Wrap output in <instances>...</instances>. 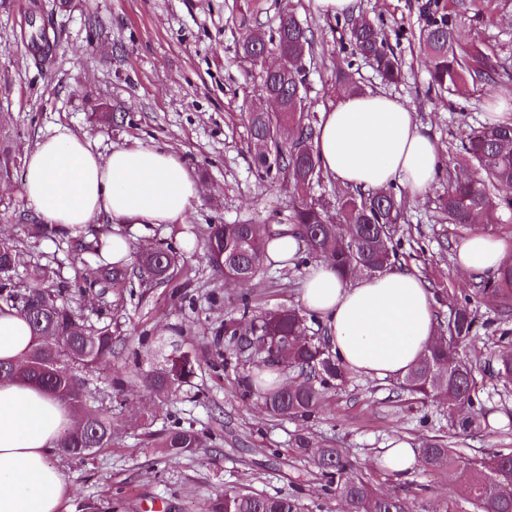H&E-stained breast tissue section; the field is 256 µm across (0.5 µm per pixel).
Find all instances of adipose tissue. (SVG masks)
Returning <instances> with one entry per match:
<instances>
[{
	"mask_svg": "<svg viewBox=\"0 0 512 512\" xmlns=\"http://www.w3.org/2000/svg\"><path fill=\"white\" fill-rule=\"evenodd\" d=\"M314 144L323 170L351 189L400 183L409 197L425 192L441 156L408 108L386 94H346L325 112ZM22 193L43 223L64 229L106 218L115 224H180L199 186L172 151L118 147L101 156L66 127L28 153ZM458 268L512 278V242L476 232L455 246ZM302 299L328 331L332 352L353 373L404 375L435 334L432 294L408 271L342 278L334 266H307ZM32 343L22 315L0 310V359L21 362ZM74 415L40 386L0 380V512H63L70 488L49 461Z\"/></svg>",
	"mask_w": 512,
	"mask_h": 512,
	"instance_id": "1",
	"label": "adipose tissue"
}]
</instances>
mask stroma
Segmentation results:
<instances>
[{"instance_id": "obj_1", "label": "stroma", "mask_w": 512, "mask_h": 512, "mask_svg": "<svg viewBox=\"0 0 512 512\" xmlns=\"http://www.w3.org/2000/svg\"><path fill=\"white\" fill-rule=\"evenodd\" d=\"M288 6L314 34L306 103L318 122L336 101L348 21L323 15L315 0H0V145L12 159L9 174L0 177V237L19 246L21 285H28L31 270L48 269L44 287L60 289L88 323L111 325L114 341L111 359L83 377L88 409L110 399L111 446L83 461L57 453L50 458L72 490L69 512H148L156 502L163 512H208L212 498L227 489L293 494L301 512H346L341 498L322 492L316 469L289 448L288 435L299 428L346 449L355 476L377 492L407 498L413 512H478L465 483L448 474L420 465L395 480L378 464L384 449L396 439L416 448L442 436L460 468L512 452V381L496 371L499 303L473 296V278L456 265L459 237L437 207L448 185L444 171L419 197L396 192L404 213L398 267L422 277L442 317L470 298L478 330L460 354L474 369L480 430L460 433L438 400H402L391 379L357 374L329 393L305 423L277 420L242 402L243 369L224 344V321L236 315L240 290L209 262L203 232L211 224L288 221L293 190L276 170L257 167L258 148L244 118L260 101L263 66L240 49L249 30L273 35ZM357 6L358 20L382 28L403 78L383 82L371 61L357 57L352 81L402 101L443 160L454 158L467 131L488 123L490 98L512 99V72L465 97L429 88L419 35L432 13L452 9V0H357ZM482 8L479 19L460 13L457 30L512 68V0H484ZM31 11L54 42L50 63L29 47L25 17ZM103 112L114 114L112 124L99 121ZM60 125L104 156L141 143L168 148L196 179L201 191L185 225L134 227L101 218L84 233L88 241L125 236L134 251L175 247L182 260L169 282L134 276L121 288L92 287L99 266L93 255L68 240L36 236L22 223L32 212L21 192L25 156ZM303 276L300 264L264 266L254 286L257 312L302 306ZM179 349L195 355V374L166 398L149 389L142 375L165 367ZM176 422L207 434L205 447L177 459L148 447L150 430Z\"/></svg>"}]
</instances>
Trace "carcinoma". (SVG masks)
<instances>
[{"mask_svg":"<svg viewBox=\"0 0 512 512\" xmlns=\"http://www.w3.org/2000/svg\"><path fill=\"white\" fill-rule=\"evenodd\" d=\"M30 44L40 60L50 59L53 45L43 28L30 34ZM350 55L368 58L387 82L401 78V64L388 47L381 29L359 22L349 29ZM278 51L281 63L264 71L260 87L265 99L279 101V111L255 108L246 113L251 138L262 148L257 162L264 168L276 166L294 190L296 203L287 224H210L205 247L213 266L224 271V278L242 287L239 317L224 321V341L237 360L246 366L242 377V397L260 400L261 408L278 420H307L318 413L331 389L345 383L352 371L340 363L325 341V328L312 335L306 319L294 307H280L256 313L249 302L263 265L268 240L291 234L299 249L310 260L331 263L338 274L351 278L391 269L399 260L394 240L402 218L401 203L392 192L379 190L367 197L345 194L338 202L336 217L327 214L324 203L311 197L313 184L322 177L314 146L315 131L305 112L306 57L312 51L314 36L292 8L279 13L274 36L259 30L242 39L244 55L258 62L269 46ZM420 45L429 63V87L460 92L468 86L492 85L506 72L493 51L469 42H459L450 13L434 14L420 34ZM283 128L293 130L282 139ZM512 189V124H485L465 133L456 154L454 172L448 174V188L438 197V209L455 228H469L476 218L488 224L512 219V197L494 196L490 187ZM43 229L54 235L76 236L75 247L97 256L109 244L104 240L85 241L75 231L47 224ZM180 252L171 246L141 251L134 256V268L158 281H167L179 262ZM18 245L0 238V303L16 310L27 320L34 340L25 359L18 363L0 360V378H22L38 384L65 402L72 411L84 408L85 390L77 371L93 372L112 357V325L85 324L62 298L61 291L41 286L45 272L36 271L33 282L18 287L14 272ZM129 279L128 268L118 263L100 266L99 276L89 284L103 289L122 285ZM479 296L499 297L512 292V282L502 283L493 276L474 285ZM476 315L471 299L457 304L453 318L439 325L434 342L423 356L401 377L396 395L425 400L439 397L448 406L453 425L464 433L480 428L472 366L459 355V348L476 331ZM497 374L512 378V343L502 346ZM291 369L296 380L288 386L268 384L262 375ZM193 374L187 354L170 359L163 368L143 376L157 393L172 395ZM111 409L100 408L86 414L81 424L63 433L58 453L83 461L100 448L112 444ZM289 443L326 480V486L355 512H411L406 499L382 496L371 484L352 475V464L345 451L313 441L303 431L289 435ZM206 445L194 427L176 425L164 430L156 447L175 458ZM419 454L431 471L452 470L453 457L444 440L423 441ZM463 481L479 507V512H512V452L477 460L455 473ZM210 512H299V504L289 494L216 495Z\"/></svg>","mask_w":512,"mask_h":512,"instance_id":"carcinoma-1","label":"carcinoma"}]
</instances>
